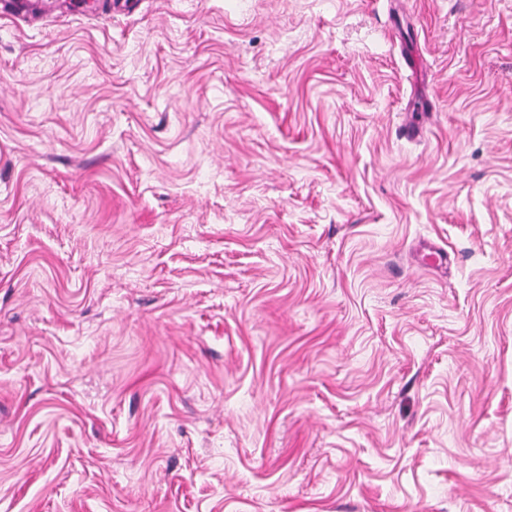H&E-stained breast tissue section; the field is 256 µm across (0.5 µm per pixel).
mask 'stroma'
Masks as SVG:
<instances>
[{
    "label": "stroma",
    "instance_id": "1",
    "mask_svg": "<svg viewBox=\"0 0 512 512\" xmlns=\"http://www.w3.org/2000/svg\"><path fill=\"white\" fill-rule=\"evenodd\" d=\"M0 512H512V0H0Z\"/></svg>",
    "mask_w": 512,
    "mask_h": 512
}]
</instances>
